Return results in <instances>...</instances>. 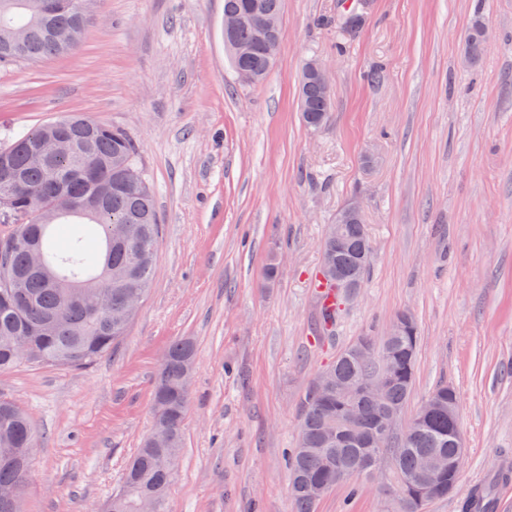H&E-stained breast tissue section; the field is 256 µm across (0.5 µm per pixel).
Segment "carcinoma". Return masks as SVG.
Wrapping results in <instances>:
<instances>
[{"label": "carcinoma", "mask_w": 512, "mask_h": 512, "mask_svg": "<svg viewBox=\"0 0 512 512\" xmlns=\"http://www.w3.org/2000/svg\"><path fill=\"white\" fill-rule=\"evenodd\" d=\"M83 0H0V33L26 34L23 53L14 54L0 41V65L37 61L70 52L69 29L78 21ZM282 0H224V13L241 17L232 36L249 53L237 57L224 48L234 72L258 84L270 70L268 42L256 21L281 14ZM466 56L475 63L486 48L484 21L477 17L465 39ZM333 99L322 95L315 81L301 78L300 112L305 125L322 127ZM69 130L76 151L49 158L39 151L54 126ZM13 171L22 186L0 180V195L11 190L13 203L0 205V371L20 363L85 369L108 354L125 336L133 316L118 296L145 299L152 284L160 235L153 192L144 173L138 146L121 130L69 114L44 123L0 147V172ZM93 225L103 245H86L84 227ZM347 247L336 253V238L326 234L322 253L338 255L344 282L320 269L316 337L322 340L336 326L345 305L343 283L363 286L371 251L361 218L341 224ZM420 342L415 318L398 313L389 333L377 344L369 336L344 348L324 369L334 378L367 381L384 373L388 383L377 396H345L334 387L308 392L302 402L300 429L287 464L290 495L296 512H315L320 499L338 485L370 479L384 462L391 464L401 512H423L426 504L448 495L430 485L437 476L421 474V461L463 454L455 429L460 427L457 394L447 384L427 396L401 435L379 447L375 423L390 411L402 415L413 391ZM365 343L378 350L364 361L355 355ZM195 347L184 338L171 343L153 386L154 417L170 431L166 448L142 443L128 461L121 489L112 495L107 512H140L143 496L154 495L165 512L173 478L171 460L184 448V421L190 402L188 377ZM36 446L29 417L12 401L0 397V492L20 488L30 474L28 449Z\"/></svg>", "instance_id": "carcinoma-1"}]
</instances>
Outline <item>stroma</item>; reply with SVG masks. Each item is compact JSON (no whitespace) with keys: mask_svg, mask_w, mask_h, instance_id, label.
<instances>
[{"mask_svg":"<svg viewBox=\"0 0 512 512\" xmlns=\"http://www.w3.org/2000/svg\"><path fill=\"white\" fill-rule=\"evenodd\" d=\"M477 16L487 48L471 66ZM312 58L334 96L317 130L299 112ZM67 112L138 145L162 230L151 293L111 352L82 370L0 372L37 436L23 512H105L182 337L196 362L167 512H295L285 457L304 396L401 311L420 336L408 409L451 385L465 446L455 491L425 512H462L478 481L512 512V0H283L258 85L224 52V0H98L71 53L0 66V145ZM353 201L373 258L321 343L313 276ZM390 479L336 486L317 512H399Z\"/></svg>","mask_w":512,"mask_h":512,"instance_id":"obj_1","label":"stroma"}]
</instances>
